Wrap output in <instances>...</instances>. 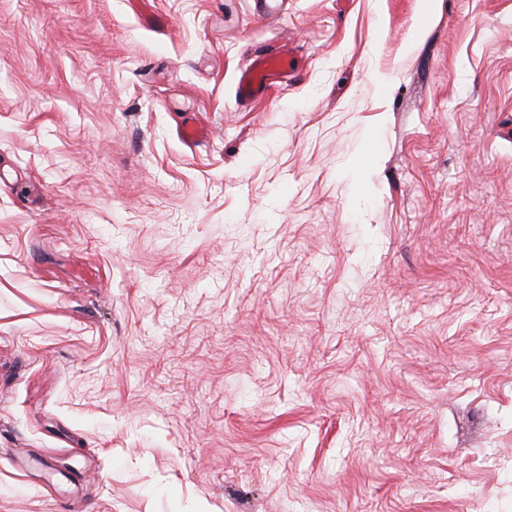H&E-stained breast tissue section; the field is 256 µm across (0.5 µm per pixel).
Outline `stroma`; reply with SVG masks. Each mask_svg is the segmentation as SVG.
Returning a JSON list of instances; mask_svg holds the SVG:
<instances>
[{
    "mask_svg": "<svg viewBox=\"0 0 512 512\" xmlns=\"http://www.w3.org/2000/svg\"><path fill=\"white\" fill-rule=\"evenodd\" d=\"M0 512H512V0H0ZM287 61L278 54L257 55L238 74L237 96L242 101L268 94L285 79Z\"/></svg>",
    "mask_w": 512,
    "mask_h": 512,
    "instance_id": "stroma-1",
    "label": "stroma"
}]
</instances>
